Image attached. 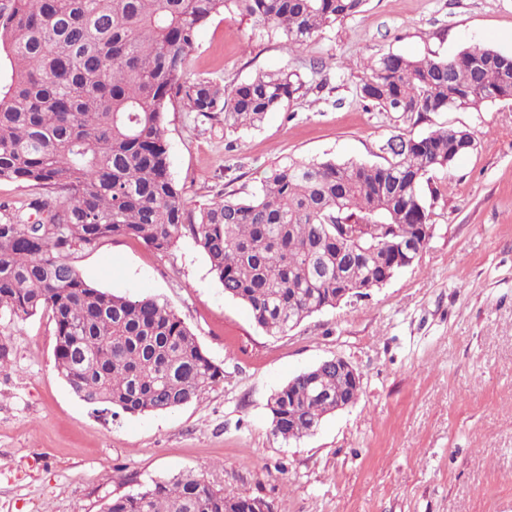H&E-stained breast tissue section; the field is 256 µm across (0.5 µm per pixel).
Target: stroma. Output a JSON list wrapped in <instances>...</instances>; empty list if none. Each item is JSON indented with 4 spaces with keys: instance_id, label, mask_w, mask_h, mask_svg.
Returning <instances> with one entry per match:
<instances>
[{
    "instance_id": "stroma-1",
    "label": "stroma",
    "mask_w": 512,
    "mask_h": 512,
    "mask_svg": "<svg viewBox=\"0 0 512 512\" xmlns=\"http://www.w3.org/2000/svg\"><path fill=\"white\" fill-rule=\"evenodd\" d=\"M471 45L512 53V0H367L293 52L237 14L206 22L191 78L232 86L286 66L303 87L256 128L167 112L169 172L190 216L221 194L251 195L288 160L382 163L399 133L467 128L478 147L423 181L432 230L412 266L279 336L225 294L191 238L165 252L124 237L75 251L95 286L167 304L224 380L168 412L96 413L57 372L50 315L1 318L0 512H99L185 473L272 512H512V103L409 121L359 94L370 59ZM335 357L358 372V400L311 435L275 437L271 394Z\"/></svg>"
}]
</instances>
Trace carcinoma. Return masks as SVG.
Here are the masks:
<instances>
[{"label":"carcinoma","instance_id":"cac0c4a2","mask_svg":"<svg viewBox=\"0 0 512 512\" xmlns=\"http://www.w3.org/2000/svg\"><path fill=\"white\" fill-rule=\"evenodd\" d=\"M366 0H5L0 4V181L26 185L0 203V315L48 312L58 373L96 411L166 412L200 402L224 380L180 317L151 296L89 284L71 262L104 238L164 252L189 236L224 293L266 333L283 335L363 295L421 246L429 213L420 195L432 171L477 149L474 134L439 127L383 146L384 163L289 161L259 190L229 195L186 223L184 188L168 172L164 116L182 103L224 127H256L302 88L288 70L230 88L190 79L200 26L231 11L269 27L288 50L363 12ZM366 105L404 118L512 102V54L464 48L428 59L388 53L366 64ZM270 396L274 435L299 439L359 388L329 365ZM100 512H271L182 474L102 502Z\"/></svg>","mask_w":512,"mask_h":512}]
</instances>
